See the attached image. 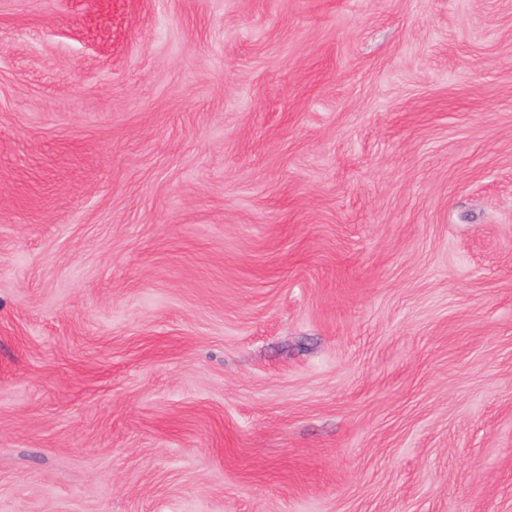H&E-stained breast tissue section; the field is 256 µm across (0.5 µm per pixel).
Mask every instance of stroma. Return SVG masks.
<instances>
[{"label":"stroma","instance_id":"obj_1","mask_svg":"<svg viewBox=\"0 0 512 512\" xmlns=\"http://www.w3.org/2000/svg\"><path fill=\"white\" fill-rule=\"evenodd\" d=\"M0 512H512V0H0Z\"/></svg>","mask_w":512,"mask_h":512}]
</instances>
